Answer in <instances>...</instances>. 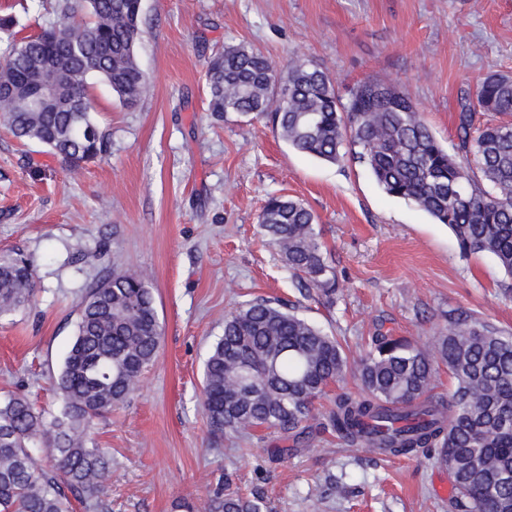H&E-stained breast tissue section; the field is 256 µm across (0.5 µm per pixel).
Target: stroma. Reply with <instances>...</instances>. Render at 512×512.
I'll return each mask as SVG.
<instances>
[{
  "mask_svg": "<svg viewBox=\"0 0 512 512\" xmlns=\"http://www.w3.org/2000/svg\"><path fill=\"white\" fill-rule=\"evenodd\" d=\"M55 0H0L19 36L57 21ZM136 50L150 78L138 108L91 80L107 158L63 169L46 148L0 127V259L29 257L33 303L0 319V396L48 412L73 338L83 285L119 262L149 277L161 346L141 387L98 421L112 455L111 512H184L229 481L266 512H455L447 466L422 453L320 445L279 433L224 438L211 453L199 404L203 363L241 303L294 306L359 357L373 337L426 342L464 311L512 336V278L487 253L463 257L446 225L388 196L365 165L292 149L269 118L207 110L205 65L228 45L261 50L287 72L326 71L341 102L358 83L394 87L445 148L487 74H512V0H142ZM312 210L340 291L311 295L258 227L269 195Z\"/></svg>",
  "mask_w": 512,
  "mask_h": 512,
  "instance_id": "1",
  "label": "stroma"
}]
</instances>
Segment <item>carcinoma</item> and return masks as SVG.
<instances>
[{"instance_id": "1", "label": "carcinoma", "mask_w": 512, "mask_h": 512, "mask_svg": "<svg viewBox=\"0 0 512 512\" xmlns=\"http://www.w3.org/2000/svg\"><path fill=\"white\" fill-rule=\"evenodd\" d=\"M56 12L57 23L20 40L12 19H0L10 40L0 59V126L75 171L110 149L89 80H104L126 107L148 85L136 58L141 0H56ZM205 83L209 111L269 115L298 152L336 163L350 147L385 193L448 225L463 255L489 253L512 277V76L490 74L477 84L450 150L395 88L362 82L344 105L324 70L297 61L283 77L250 46L210 56ZM477 110L500 120L474 133ZM259 223L299 283L336 296L335 267L310 209L272 196ZM33 297L31 261H1L0 319ZM160 343L145 277L111 267L86 286L55 377L57 412L21 397L0 399V512H74V499L87 512H108L112 456L91 430L138 389ZM441 365L453 380L446 398L432 394ZM348 371L363 395L339 394L328 410L315 411V400ZM202 408L217 439L273 430L311 448L316 437L304 423L317 417L351 447L391 456L432 450L449 465L463 512H512V337L471 316H448L429 343L379 336L351 362L314 323L269 300L245 303L224 317V334L205 361ZM41 452L50 465L38 464ZM263 508L259 498L217 489L202 512Z\"/></svg>"}]
</instances>
